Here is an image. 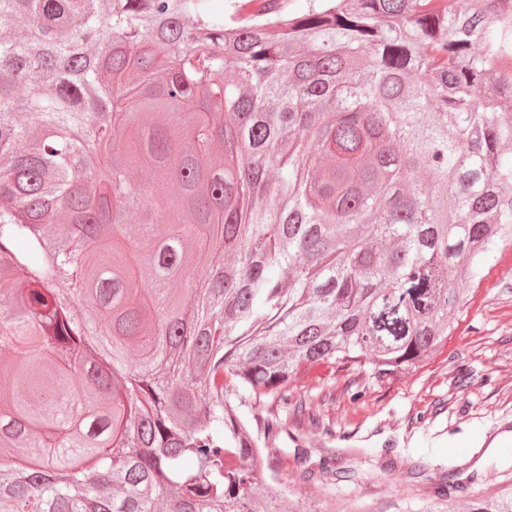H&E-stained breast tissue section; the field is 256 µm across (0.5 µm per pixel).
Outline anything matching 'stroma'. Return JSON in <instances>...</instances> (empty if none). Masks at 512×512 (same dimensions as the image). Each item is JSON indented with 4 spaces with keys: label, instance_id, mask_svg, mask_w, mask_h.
Returning <instances> with one entry per match:
<instances>
[{
    "label": "stroma",
    "instance_id": "1",
    "mask_svg": "<svg viewBox=\"0 0 512 512\" xmlns=\"http://www.w3.org/2000/svg\"><path fill=\"white\" fill-rule=\"evenodd\" d=\"M313 420H289L269 441L292 495L327 512H446L449 501L512 485V245L472 285L446 346L415 371L378 381L337 372L332 387L299 380ZM420 465L421 477L408 478ZM353 469L350 482L322 467Z\"/></svg>",
    "mask_w": 512,
    "mask_h": 512
}]
</instances>
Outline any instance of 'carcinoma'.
I'll list each match as a JSON object with an SVG mask.
<instances>
[{
  "label": "carcinoma",
  "instance_id": "cac0c4a2",
  "mask_svg": "<svg viewBox=\"0 0 512 512\" xmlns=\"http://www.w3.org/2000/svg\"><path fill=\"white\" fill-rule=\"evenodd\" d=\"M510 153L512 0H0V512H310L296 379L444 346Z\"/></svg>",
  "mask_w": 512,
  "mask_h": 512
}]
</instances>
